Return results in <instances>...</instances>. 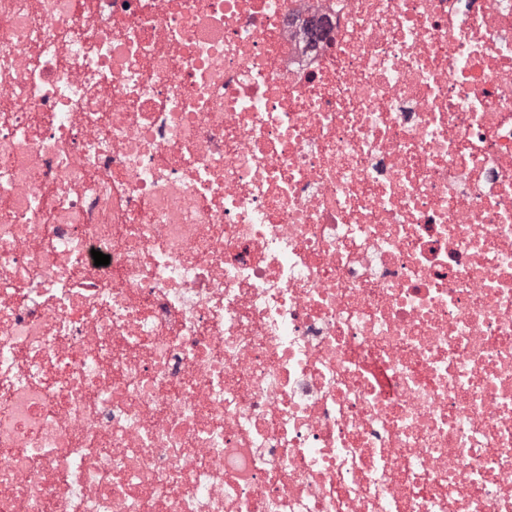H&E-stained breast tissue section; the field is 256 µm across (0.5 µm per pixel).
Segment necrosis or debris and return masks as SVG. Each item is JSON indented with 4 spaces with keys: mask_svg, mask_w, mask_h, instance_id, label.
<instances>
[{
    "mask_svg": "<svg viewBox=\"0 0 512 512\" xmlns=\"http://www.w3.org/2000/svg\"><path fill=\"white\" fill-rule=\"evenodd\" d=\"M0 512H512V0H0Z\"/></svg>",
    "mask_w": 512,
    "mask_h": 512,
    "instance_id": "necrosis-or-debris-1",
    "label": "necrosis or debris"
}]
</instances>
